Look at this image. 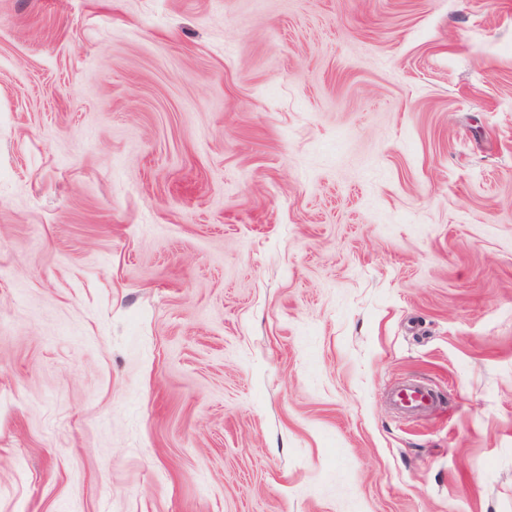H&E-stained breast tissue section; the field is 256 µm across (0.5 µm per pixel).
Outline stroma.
Segmentation results:
<instances>
[{
	"label": "stroma",
	"mask_w": 512,
	"mask_h": 512,
	"mask_svg": "<svg viewBox=\"0 0 512 512\" xmlns=\"http://www.w3.org/2000/svg\"><path fill=\"white\" fill-rule=\"evenodd\" d=\"M0 512H512V0H0ZM401 408L407 411H418L433 408L438 397L431 387L421 382L403 385L397 390Z\"/></svg>",
	"instance_id": "35a3bbf8"
}]
</instances>
